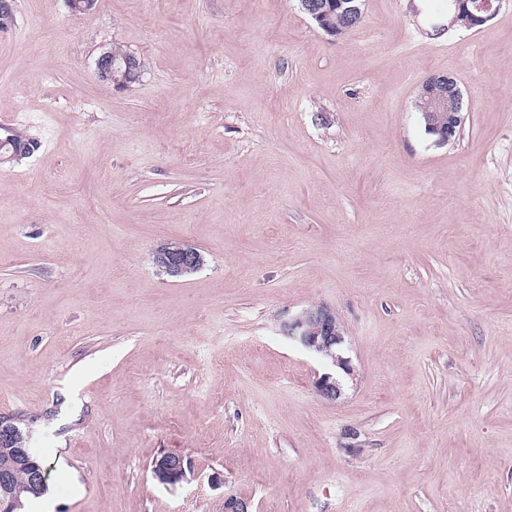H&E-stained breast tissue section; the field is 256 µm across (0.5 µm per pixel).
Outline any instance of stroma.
Listing matches in <instances>:
<instances>
[{
    "mask_svg": "<svg viewBox=\"0 0 512 512\" xmlns=\"http://www.w3.org/2000/svg\"><path fill=\"white\" fill-rule=\"evenodd\" d=\"M413 3L334 37L297 0H15L0 126L39 146L0 164V417L49 512H512V0L443 37ZM118 44L126 90L96 70ZM433 73L463 92L445 146ZM167 241L205 266L168 279ZM316 304L333 402L281 332ZM130 52L124 49L122 46H113L112 51L108 50L103 52L97 59L96 66L98 73L104 80L114 82V86L117 89H126L129 82H137L141 77V71L137 65L135 57H127L125 59V72L124 80L118 81L117 78H122L124 71L122 58L128 55ZM116 69L115 77L113 74V62ZM117 77V78H116ZM450 100L455 101V108H448ZM462 100V90L454 76L433 73L421 83L415 108L421 114L425 131L433 137L435 145L445 146L456 139L463 123ZM284 336L311 351L334 367V373H324L314 382L316 393L325 400L336 401L343 393L340 372L352 375L348 357L344 356L345 328L336 312L327 305H315L283 323ZM151 471L159 484L173 487L188 481V475L193 474L191 463L184 456L173 453L156 458Z\"/></svg>",
    "mask_w": 512,
    "mask_h": 512,
    "instance_id": "35a3bbf8",
    "label": "stroma"
}]
</instances>
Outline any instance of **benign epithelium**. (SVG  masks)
Instances as JSON below:
<instances>
[{"instance_id": "obj_1", "label": "benign epithelium", "mask_w": 512, "mask_h": 512, "mask_svg": "<svg viewBox=\"0 0 512 512\" xmlns=\"http://www.w3.org/2000/svg\"><path fill=\"white\" fill-rule=\"evenodd\" d=\"M503 0H453L454 10L448 19L447 30H472L491 21ZM301 9L317 26L332 36H341L357 27L363 20V0H299ZM101 78L124 89L129 82H137L141 71L136 58L125 59L124 80L113 74L112 51L103 52L96 62ZM463 94L457 79L444 73H433L421 83L415 108L421 114L425 131L437 146H446L457 137L463 123ZM156 265L167 276L180 279L189 270H198L205 264V256L198 248L185 242H169L155 252ZM284 336L311 351L334 367L314 382L316 393L325 400L335 401L343 393L340 374L352 375L348 357L344 356L345 328L336 312L326 305H315L283 323ZM20 430L10 419H0V446L17 441ZM153 478L161 485L176 486L188 480L191 463L179 454L166 453L152 464Z\"/></svg>"}]
</instances>
